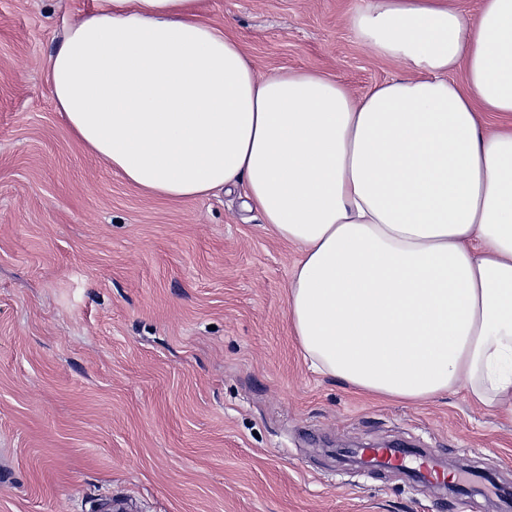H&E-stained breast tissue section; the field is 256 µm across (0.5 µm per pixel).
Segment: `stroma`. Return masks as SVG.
Wrapping results in <instances>:
<instances>
[{"label":"stroma","instance_id":"stroma-1","mask_svg":"<svg viewBox=\"0 0 512 512\" xmlns=\"http://www.w3.org/2000/svg\"><path fill=\"white\" fill-rule=\"evenodd\" d=\"M362 0H207L258 74L354 95L404 72ZM93 0H0V512H500L512 424L448 394L371 400L312 371L287 320L299 252L241 192L129 185L61 120L44 70ZM407 445L402 467L337 450ZM442 460L449 494L406 475Z\"/></svg>","mask_w":512,"mask_h":512}]
</instances>
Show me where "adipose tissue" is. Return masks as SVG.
Instances as JSON below:
<instances>
[{
	"label": "adipose tissue",
	"mask_w": 512,
	"mask_h": 512,
	"mask_svg": "<svg viewBox=\"0 0 512 512\" xmlns=\"http://www.w3.org/2000/svg\"><path fill=\"white\" fill-rule=\"evenodd\" d=\"M206 0H94L45 61L81 145L148 194L242 188L298 245L304 357L364 393L460 392L512 422V0H363L356 37L404 76L354 96L259 77ZM463 69V81L451 73Z\"/></svg>",
	"instance_id": "obj_1"
}]
</instances>
